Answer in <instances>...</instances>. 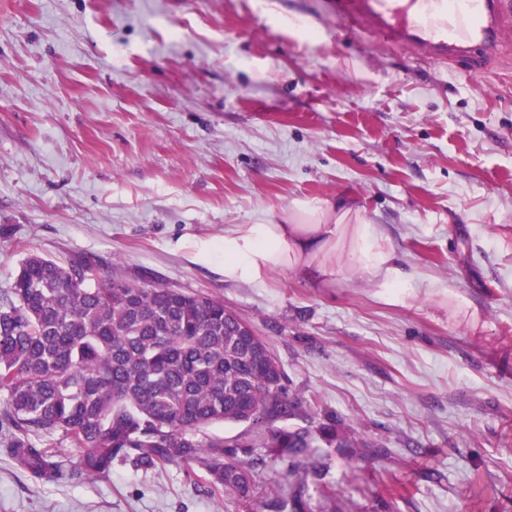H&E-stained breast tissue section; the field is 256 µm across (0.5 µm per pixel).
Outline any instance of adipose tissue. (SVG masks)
<instances>
[{
  "label": "adipose tissue",
  "instance_id": "adipose-tissue-1",
  "mask_svg": "<svg viewBox=\"0 0 512 512\" xmlns=\"http://www.w3.org/2000/svg\"><path fill=\"white\" fill-rule=\"evenodd\" d=\"M198 257L219 261L225 281L253 286L273 271L328 285L347 269L369 277L393 303L414 278L364 209L345 200L297 199L278 219L229 225L220 242L200 247Z\"/></svg>",
  "mask_w": 512,
  "mask_h": 512
}]
</instances>
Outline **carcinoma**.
I'll return each instance as SVG.
<instances>
[{
  "label": "carcinoma",
  "instance_id": "carcinoma-1",
  "mask_svg": "<svg viewBox=\"0 0 512 512\" xmlns=\"http://www.w3.org/2000/svg\"><path fill=\"white\" fill-rule=\"evenodd\" d=\"M239 317L212 296L144 279L99 276L89 258L61 264L38 253L0 295V446L36 485L106 476L112 464L206 471L210 484L245 506L257 470L282 467L276 501L304 512L318 448H350L339 421L289 426L300 402L288 396L277 361L259 358ZM285 422L257 442L200 440L215 422ZM72 449L63 465L43 441Z\"/></svg>",
  "mask_w": 512,
  "mask_h": 512
}]
</instances>
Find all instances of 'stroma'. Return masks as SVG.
<instances>
[{
	"label": "stroma",
	"instance_id": "obj_1",
	"mask_svg": "<svg viewBox=\"0 0 512 512\" xmlns=\"http://www.w3.org/2000/svg\"><path fill=\"white\" fill-rule=\"evenodd\" d=\"M335 27L324 0H0V292L39 253L221 298L290 392L384 447L318 449L305 512H512V48L475 76ZM341 197L417 273L402 302L347 276L241 285L197 257L227 225ZM265 500L176 465L36 485L0 452V512Z\"/></svg>",
	"mask_w": 512,
	"mask_h": 512
}]
</instances>
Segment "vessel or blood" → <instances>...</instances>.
Instances as JSON below:
<instances>
[{
    "mask_svg": "<svg viewBox=\"0 0 512 512\" xmlns=\"http://www.w3.org/2000/svg\"><path fill=\"white\" fill-rule=\"evenodd\" d=\"M338 33L390 48L415 49L440 65L466 61L482 73L512 42L503 0H327Z\"/></svg>",
    "mask_w": 512,
    "mask_h": 512,
    "instance_id": "b4317fda",
    "label": "vessel or blood"
}]
</instances>
